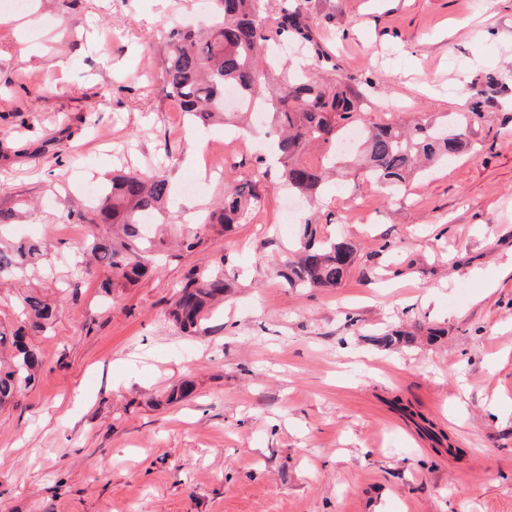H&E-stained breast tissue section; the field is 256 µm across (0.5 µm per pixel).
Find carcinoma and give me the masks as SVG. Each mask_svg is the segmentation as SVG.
Instances as JSON below:
<instances>
[{"label": "carcinoma", "mask_w": 512, "mask_h": 512, "mask_svg": "<svg viewBox=\"0 0 512 512\" xmlns=\"http://www.w3.org/2000/svg\"><path fill=\"white\" fill-rule=\"evenodd\" d=\"M212 15L205 28H173L160 58V78L166 96L174 98L181 111L204 125L225 122V90L231 88L245 117L262 109L277 131L274 155L288 193L313 198L324 175L326 161L336 157L343 131L355 125L363 97L337 81L322 85L307 71L336 70V64L315 43L298 7L281 0L278 10L268 12L261 0H211ZM291 41L303 48L307 63L283 69L268 54L280 43ZM322 144L326 152L316 164L305 160L310 147ZM471 143L465 129L448 134L427 123L373 125L365 129L354 148L363 175L373 184L395 192L407 190L411 178L423 167H434L466 153ZM259 179H238L224 174V197L206 217V223L226 233L246 223L261 199ZM171 185L166 171L158 167L129 168L112 176L94 206L71 208L67 217L76 224L102 225L84 246L89 252L77 273H90L92 265L104 268L99 288L110 294L128 288L155 271L153 254L168 247L191 251L197 235L171 233L176 225L166 220ZM155 218L148 233L143 218ZM315 219L304 223V251L293 253L282 264L279 276L290 288H334L340 285L356 253L344 241L315 245ZM43 253L33 240L0 241V280L24 275ZM231 288L224 268L193 269L178 287L169 316L184 331H195ZM18 308L24 325L0 326V408L19 403L34 386L42 361L26 342V330L44 333L58 317V309L36 290L21 294ZM193 391L185 380L166 394V402L178 403Z\"/></svg>", "instance_id": "1"}]
</instances>
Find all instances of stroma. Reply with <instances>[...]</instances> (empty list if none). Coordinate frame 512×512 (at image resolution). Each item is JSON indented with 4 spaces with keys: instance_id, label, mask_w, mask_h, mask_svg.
Listing matches in <instances>:
<instances>
[{
    "instance_id": "1",
    "label": "stroma",
    "mask_w": 512,
    "mask_h": 512,
    "mask_svg": "<svg viewBox=\"0 0 512 512\" xmlns=\"http://www.w3.org/2000/svg\"><path fill=\"white\" fill-rule=\"evenodd\" d=\"M199 2L0 7V208L7 236L42 241L31 283L59 311L31 339L34 387L0 410V512H512V0H299L363 122L462 118L472 149L399 195L348 171L311 206L270 171L229 233L201 223L224 195L201 146L248 178L267 128L229 144L236 127L191 126L163 93L164 36L203 23ZM150 165L201 244L104 296L67 261L94 231L68 201ZM312 213L317 241L356 251L332 290L277 274ZM219 261L223 307L183 332L176 287ZM392 330L411 342L378 346Z\"/></svg>"
}]
</instances>
